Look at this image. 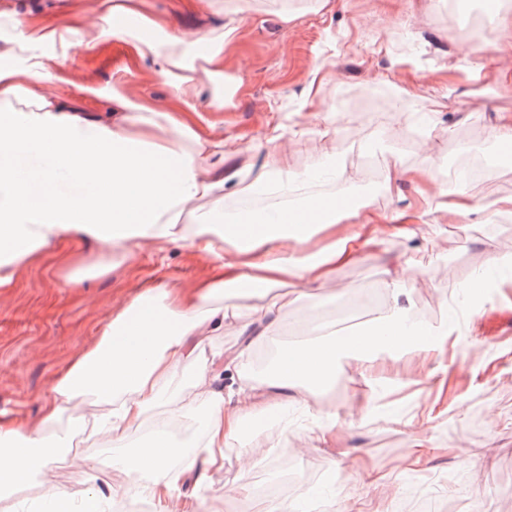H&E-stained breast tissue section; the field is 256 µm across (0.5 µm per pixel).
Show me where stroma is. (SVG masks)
<instances>
[{"label":"stroma","mask_w":512,"mask_h":512,"mask_svg":"<svg viewBox=\"0 0 512 512\" xmlns=\"http://www.w3.org/2000/svg\"><path fill=\"white\" fill-rule=\"evenodd\" d=\"M449 0H248L240 34L224 53V75L213 94L223 108L196 99L192 122L204 135L223 141L224 165L236 171L240 193L225 192V201L249 196L253 178L268 168L271 151H280L288 169L300 172L317 156L336 159L345 174L336 181L340 195L355 196L369 185V199L386 215L399 200L414 202L412 186L387 180L393 160L403 167L425 164L422 143L432 138L440 159L491 143L498 115L512 116V55L500 73L477 71V55L464 53V42L498 45L502 20L512 21V0H499V17L485 28L461 36L448 20ZM237 0H215L200 9L197 0H146L148 15L163 22L164 31L189 35L224 25V12ZM96 0H0V10L19 18L59 23L80 19L91 27ZM320 82L313 110L305 95L312 71ZM91 85L78 93V83ZM117 88L146 107L166 110L171 92L154 73L150 61L137 58L124 45L103 51L71 47L46 86L49 94L77 97L90 115L104 111L97 92ZM387 88V105L374 111L359 106L341 110V94ZM282 127L275 146L262 145L269 124ZM416 130V137L395 138L396 130ZM373 156L366 168L353 163V151ZM495 216L476 224H457L447 213L428 216L416 237L394 243L410 265L424 269L409 287L412 305L428 312L432 323L446 322L452 333L438 360L407 351L386 362L381 375L362 372L345 360L326 387L302 386L303 399L315 408L338 414L339 448L345 474L327 465L317 430L284 424L273 417L255 424L241 443L227 448L224 467L209 473L202 490L209 512H265L254 503L256 484L281 481V461L299 452L304 480L284 494L297 501L299 512H323L328 500L355 506L357 512H512V336L486 334L485 316L512 310V225L491 234ZM501 263L491 267V257ZM214 260L178 244L157 250L148 245L134 255L114 260L94 244L56 242L21 266L10 287L0 288V415H19L38 423L42 405L57 375L79 352L89 348L112 313L139 293L151 278L171 286L197 290L213 276ZM486 274L481 296L468 287ZM82 287L70 285L73 276ZM375 261L340 268L335 290L301 294L293 284L233 304L247 315L277 310L276 323L259 337L243 375L264 372L273 354L306 336L305 321L315 317L325 334L336 331L337 314L354 299L371 293L373 307L359 314L351 328L369 329L385 312L390 297ZM424 433L434 454L418 466L409 464V435ZM278 447H269L270 438ZM118 450L110 438L92 437L61 450L54 463L40 469L26 485L0 488V512H33L46 490L83 491L112 502H130L137 474L114 467ZM389 477L381 491H362L354 472Z\"/></svg>","instance_id":"1"}]
</instances>
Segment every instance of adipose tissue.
<instances>
[{
    "label": "adipose tissue",
    "mask_w": 512,
    "mask_h": 512,
    "mask_svg": "<svg viewBox=\"0 0 512 512\" xmlns=\"http://www.w3.org/2000/svg\"><path fill=\"white\" fill-rule=\"evenodd\" d=\"M140 2L120 0L98 12L96 30L85 39L70 22H11L15 37L0 61V288L9 287L18 268L42 248L64 240L94 241L125 255L146 245L183 242L214 258V274L195 292L159 280L132 297L56 379L40 425L1 416L0 483H28L50 463L40 452L41 428L65 416L71 425L58 447L99 434L124 444L182 371L192 382L173 403L170 419L201 415L203 429L194 445L158 429L113 463L145 476L136 492L153 501L157 512L174 506L203 512L199 498H177L179 487L190 478L203 483L209 472L221 470L225 448L241 442L257 420L303 409L300 396L287 401L282 392L304 382L329 383L343 358L368 363L405 346L434 357L449 334L447 325L413 317L405 287L416 271L399 263L387 270L384 282L391 305L371 329L349 338L319 336L282 350L270 376L247 377L226 390L198 366L205 333L212 325L239 321L246 340L224 362L225 370L236 371L253 355L258 325L240 322L235 309L224 305L225 294L260 296L288 281L325 290L340 267L386 252L394 240L414 238L431 213H448L457 222L512 214V197L485 202L462 188L448 191L429 165L406 172L418 205L387 216L374 212L370 202L341 196L314 207L245 211L225 223L224 188L234 175L224 169L223 142L203 136L182 113L149 109L117 89L103 93L102 117L40 90L51 70L38 46L67 49L81 43L94 50L117 42L150 60L178 102L202 96L199 77L223 75L224 50L237 38L240 18L230 16L219 33H171L157 42L136 35L126 23L136 16L143 28L156 27L155 19L142 15ZM196 48L203 51L197 66L187 61ZM202 196L209 199L208 211L195 225L180 223L181 212ZM324 229L333 232L328 244L308 249L311 236ZM84 395L109 402V412L82 413L77 400Z\"/></svg>",
    "instance_id": "adipose-tissue-1"
}]
</instances>
